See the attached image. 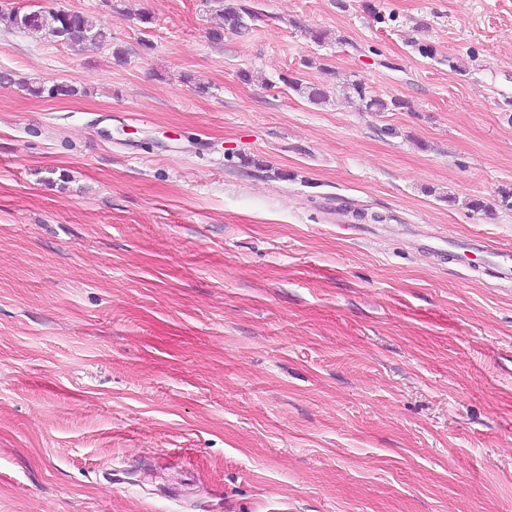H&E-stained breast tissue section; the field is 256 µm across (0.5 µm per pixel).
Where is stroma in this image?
Returning <instances> with one entry per match:
<instances>
[{"label":"stroma","mask_w":512,"mask_h":512,"mask_svg":"<svg viewBox=\"0 0 512 512\" xmlns=\"http://www.w3.org/2000/svg\"><path fill=\"white\" fill-rule=\"evenodd\" d=\"M14 2L127 60L0 24V512H512V0ZM219 5V15L222 22L212 29L208 35L212 41H221L224 39V31L240 32L248 28V22H255L260 19V16L255 11H252L242 4L228 3L224 4V0H215ZM55 9V8H53ZM62 10V11H60ZM36 9L17 11L0 9V23L20 31L35 35H45L61 44L76 47L85 43L96 44L99 47L112 49V57L117 62H125V52L112 46V30L103 24H94L80 11ZM0 84L5 85H19L22 88H25L26 91H28L29 94L36 97H41L45 93L48 97L51 98H69L76 96L78 94V89L66 82H57L52 84L49 87L46 86H33L32 84H28L26 82H19L13 73L4 71L0 72ZM284 83L288 88L295 91L302 97H306L311 104H321L326 102L329 97L328 84L321 83L319 85H304L302 80L294 77H285ZM343 92L349 95V97L355 98L358 102L359 110L363 112H392L405 108V105H407L404 100L399 98L384 101L369 95L365 85L360 81L348 83L343 88ZM489 254L488 260L489 267L494 271L496 277L500 280L511 282L512 281V250L507 249H493L483 251Z\"/></svg>","instance_id":"stroma-1"}]
</instances>
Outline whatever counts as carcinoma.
<instances>
[{
    "mask_svg": "<svg viewBox=\"0 0 512 512\" xmlns=\"http://www.w3.org/2000/svg\"><path fill=\"white\" fill-rule=\"evenodd\" d=\"M219 4V15L222 22L210 29L209 38L213 41L224 39V31L240 32L248 28V23L260 19L258 13L248 9L242 4L224 3V0H215ZM20 31L35 35H46L57 42L69 47H76L85 43L96 44L100 47L112 49V57L118 62L126 61L125 52L119 47H112V30L103 24H95L80 11H60L36 9L30 11H17L14 9H0V23ZM288 88L295 91L312 104H321L329 97V86L305 85L302 80L294 77L284 78ZM0 84L19 85L29 94L40 97L47 95L51 98H69L78 95V89L67 83L57 82L49 87L33 86L18 81L14 74L8 71L0 72ZM343 92L356 99L359 110L363 112H392L405 107L406 102L399 98L388 101L369 95L365 85L360 81H353L343 88Z\"/></svg>",
    "mask_w": 512,
    "mask_h": 512,
    "instance_id": "carcinoma-1",
    "label": "carcinoma"
}]
</instances>
